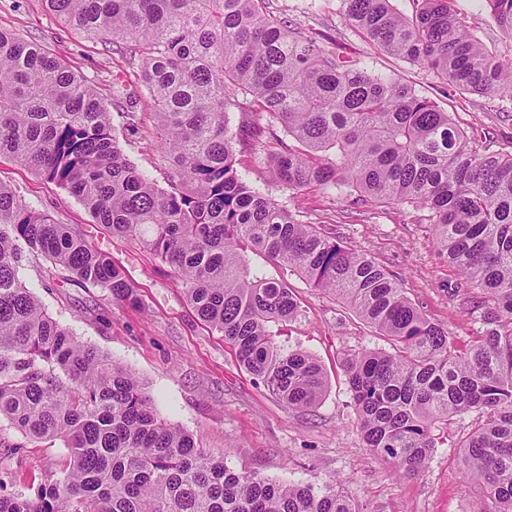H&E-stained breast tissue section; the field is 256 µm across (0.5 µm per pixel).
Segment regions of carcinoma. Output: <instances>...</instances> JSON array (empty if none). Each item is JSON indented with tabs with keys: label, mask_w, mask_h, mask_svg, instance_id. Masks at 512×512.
I'll use <instances>...</instances> for the list:
<instances>
[{
	"label": "carcinoma",
	"mask_w": 512,
	"mask_h": 512,
	"mask_svg": "<svg viewBox=\"0 0 512 512\" xmlns=\"http://www.w3.org/2000/svg\"><path fill=\"white\" fill-rule=\"evenodd\" d=\"M45 2L140 65L172 172L165 188L140 173L97 91L5 28L0 156L69 190L112 236L142 240L199 319L295 410L321 400L326 377L313 356L273 340L269 323L297 317L298 306L285 282L251 268L248 253L336 296L395 342L392 353L365 349L343 360L364 447L419 475L436 424L476 411L457 444L465 483L478 496L476 512H512V154L477 149L431 99L271 16L264 0ZM486 2L512 39V0ZM341 4L375 48L460 91L512 96V57L486 51L445 0H421L412 16L392 0ZM232 108L272 116L297 143L271 158L286 187L349 185L363 202L430 211L448 264L480 294L483 331L467 349L375 262L243 179ZM38 256L82 287L137 302L108 254L0 184V419L70 449L63 480L33 495L0 480V512H358L336 482L320 488L239 472L161 419L127 367L79 342L27 288L20 270Z\"/></svg>",
	"instance_id": "obj_1"
}]
</instances>
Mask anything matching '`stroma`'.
Here are the masks:
<instances>
[{"label": "stroma", "instance_id": "1", "mask_svg": "<svg viewBox=\"0 0 512 512\" xmlns=\"http://www.w3.org/2000/svg\"><path fill=\"white\" fill-rule=\"evenodd\" d=\"M265 6L273 15L336 39L342 52L368 72L411 85L468 134L512 153V97L456 91L421 65L375 49L347 25L339 0H265ZM448 7L487 50L512 56V40L502 34L486 0H448ZM0 27L41 45L93 86L128 159L158 186L166 185L171 161L159 149L154 106L138 66L111 45L66 25L44 0H0ZM127 93L138 100L140 123L132 132L126 131L122 115ZM291 144L283 129H276L264 149L239 154L238 169L303 223L365 253L400 282L456 347L469 345L482 327L471 312L477 292L440 255L427 210L361 204L348 186L290 190L272 181L266 166L270 154ZM0 183L31 209L80 231L124 269L136 288L134 306L113 301L102 289L71 284L68 272L42 258L27 262L21 275L49 316L79 342L128 366L151 394L157 413L192 434L200 447L243 472L317 486L341 480L358 512H475L476 498L464 486L456 448L475 415L437 429V445L418 476L397 474L364 448L340 363L345 354L364 348L389 351L393 344L336 297L311 288L291 268L258 253L249 256L252 269L285 281L299 306L296 319L272 324L276 342L311 354L328 377L318 404L292 409L239 365L223 336L197 318L169 268L143 245L112 237L69 190L10 159H0ZM68 458L64 441L31 440L0 420V476L12 490L29 494L61 480Z\"/></svg>", "mask_w": 512, "mask_h": 512}]
</instances>
